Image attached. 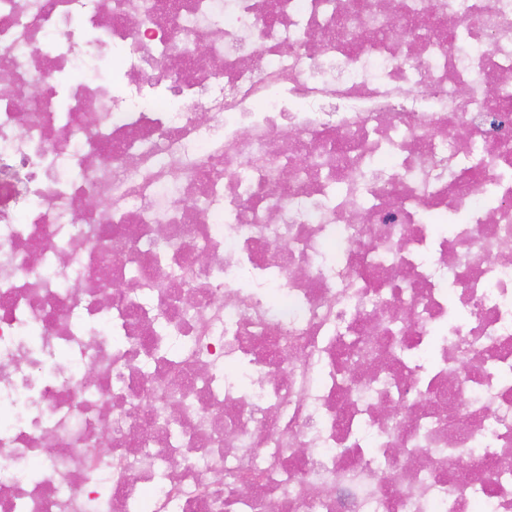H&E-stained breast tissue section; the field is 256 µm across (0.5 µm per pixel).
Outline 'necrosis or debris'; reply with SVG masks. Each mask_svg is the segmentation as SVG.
Instances as JSON below:
<instances>
[{
	"label": "necrosis or debris",
	"mask_w": 512,
	"mask_h": 512,
	"mask_svg": "<svg viewBox=\"0 0 512 512\" xmlns=\"http://www.w3.org/2000/svg\"><path fill=\"white\" fill-rule=\"evenodd\" d=\"M393 4L0 0V512H512V0Z\"/></svg>",
	"instance_id": "obj_1"
}]
</instances>
